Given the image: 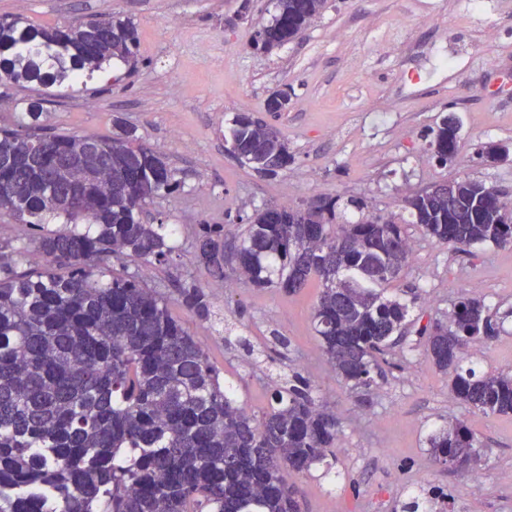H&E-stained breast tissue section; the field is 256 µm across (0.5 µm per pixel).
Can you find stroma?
I'll list each match as a JSON object with an SVG mask.
<instances>
[{"label":"stroma","instance_id":"obj_1","mask_svg":"<svg viewBox=\"0 0 512 512\" xmlns=\"http://www.w3.org/2000/svg\"><path fill=\"white\" fill-rule=\"evenodd\" d=\"M275 6L250 0L243 18L240 0H0V16L47 29L89 16L135 24V62H112L98 79L49 97L45 120L60 132L108 138L119 119L166 157L181 188L148 201L139 219L178 225L177 249L142 274L164 285L171 316L200 342L238 403L261 415L297 372L336 413L332 455L292 479L301 512H401L432 487L445 495L444 512H512V416L454 399V370L437 369L418 335L447 320L461 296H476L495 334L463 363L481 375L511 374L512 247L463 251L406 225L414 256L388 290L411 303L405 338L368 391L350 389L320 348L317 283L294 295L245 283L228 293L194 262L200 225H223L237 238L246 218L270 205L338 196L384 215L448 181L512 192V163L482 155L487 145L512 144V0H328L295 40L263 53L253 36ZM276 89L291 95L288 112L270 117L291 161L267 176L233 158L225 138L237 114L264 115ZM449 112L460 123L459 153L442 165L430 131ZM190 276L210 295V320L172 296ZM449 421L466 424L489 448L480 480L434 464L428 436Z\"/></svg>","mask_w":512,"mask_h":512}]
</instances>
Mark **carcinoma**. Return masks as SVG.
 Here are the masks:
<instances>
[{
	"label": "carcinoma",
	"instance_id": "1",
	"mask_svg": "<svg viewBox=\"0 0 512 512\" xmlns=\"http://www.w3.org/2000/svg\"><path fill=\"white\" fill-rule=\"evenodd\" d=\"M326 0H277L276 14L257 35L277 47L294 40ZM138 34L123 20L89 19L37 28L0 18V83L46 89L72 86L113 60L136 56ZM44 99L29 102L28 121L0 128V212L32 234L0 252V512H299V491L284 471L306 473L323 462L338 435L336 414L318 403L310 382L294 376L275 389L266 412L247 413L221 382L200 343L168 311V297L150 287L140 266L169 259L170 224H143L140 206L177 187L175 171L157 151L123 128L105 139L62 134L43 123ZM431 146L456 160L459 134L439 123ZM231 154L259 172L288 167V143L277 127L259 134L232 120ZM60 154L83 168L56 171ZM260 160L273 163L264 169ZM72 191H48V178ZM413 223L443 245L512 246L504 191L479 180L454 182L447 197L432 191L407 201ZM336 199L316 207L267 206L239 243L224 225L205 224L196 261L224 277L229 253L256 288L294 294L321 284L313 324L336 375L368 389L403 339L408 304L384 293L408 266L410 245L396 213L358 209L339 225ZM95 231H47L50 221ZM324 240L310 241L311 228ZM33 254L41 268L23 269ZM121 276L107 277L112 261ZM134 269H129V264ZM178 301L203 320L211 300L196 281L180 284ZM494 332L481 299L463 296L448 325L424 326L429 356L442 370L459 365L463 349ZM453 397L484 413H512V374L460 369ZM474 432L451 422L430 435L435 462L476 473L484 461ZM442 494L421 491L402 505L419 512Z\"/></svg>",
	"mask_w": 512,
	"mask_h": 512
}]
</instances>
